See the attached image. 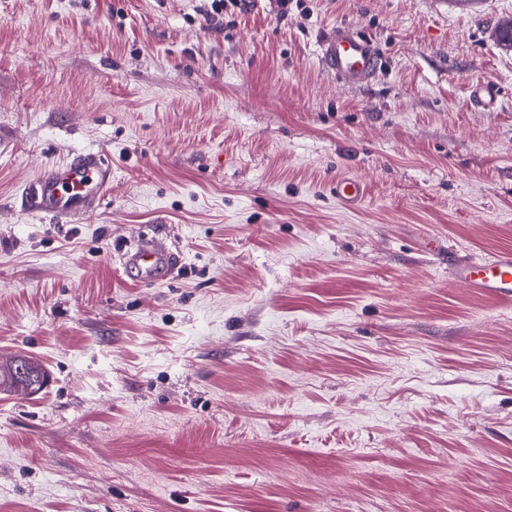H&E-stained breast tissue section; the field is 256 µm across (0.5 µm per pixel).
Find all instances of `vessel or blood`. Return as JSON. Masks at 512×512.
I'll return each instance as SVG.
<instances>
[{
	"label": "vessel or blood",
	"mask_w": 512,
	"mask_h": 512,
	"mask_svg": "<svg viewBox=\"0 0 512 512\" xmlns=\"http://www.w3.org/2000/svg\"><path fill=\"white\" fill-rule=\"evenodd\" d=\"M322 68L338 82L364 85L372 81L382 67L375 41L349 24H339L327 31L318 43ZM475 107L481 112L495 111L498 88L489 80L472 86ZM112 180V166L98 150H80L68 161L45 167L26 195L25 205L31 212L71 219L97 206ZM331 192L346 208L362 205L365 188L355 177H339ZM176 247L163 237H144L130 245L121 256L127 276L146 283L174 273L177 268ZM448 266L453 277L468 287L496 297H512V249H501L478 259H462L449 253Z\"/></svg>",
	"instance_id": "1"
}]
</instances>
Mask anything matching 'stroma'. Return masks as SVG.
Segmentation results:
<instances>
[{
	"label": "stroma",
	"mask_w": 512,
	"mask_h": 512,
	"mask_svg": "<svg viewBox=\"0 0 512 512\" xmlns=\"http://www.w3.org/2000/svg\"><path fill=\"white\" fill-rule=\"evenodd\" d=\"M512 0H0V512H512ZM377 42L337 83L325 30ZM497 82L493 112L472 82ZM71 221L26 187L78 149ZM339 176L365 185L342 207ZM178 247L166 279L116 257ZM318 57L326 72L347 85L369 83L382 67L375 41L349 24L335 25L321 37ZM112 181V164L98 150H80L68 161L45 167L25 195L34 213L71 219L97 206ZM331 193L343 207L356 209L364 201L365 188L356 177H337L331 183ZM176 247L163 237L138 238L122 253L121 266L137 282L169 276L178 268ZM453 277L478 291L496 297H512V249H501L478 259H461L448 248ZM11 370L14 377L19 381H16L11 375L9 377H4L2 380L0 378L1 390H6L13 393L20 392L25 395H30L42 388V386L32 387L31 384H29L30 382L34 384L35 372L26 360L19 358L15 359Z\"/></svg>",
	"instance_id": "35a3bbf8"
}]
</instances>
